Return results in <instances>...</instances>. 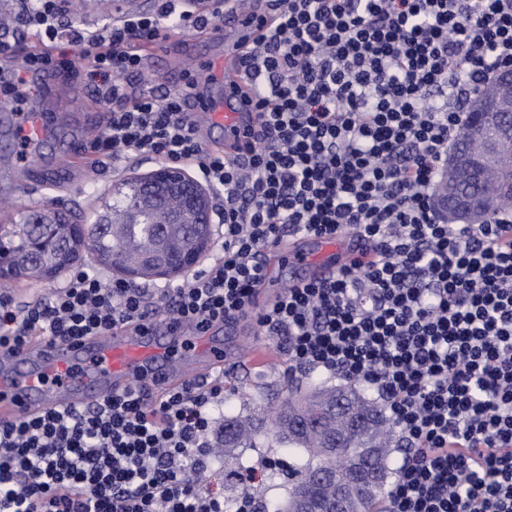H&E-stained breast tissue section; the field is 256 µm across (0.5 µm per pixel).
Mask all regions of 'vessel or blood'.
<instances>
[{
  "instance_id": "1",
  "label": "vessel or blood",
  "mask_w": 512,
  "mask_h": 512,
  "mask_svg": "<svg viewBox=\"0 0 512 512\" xmlns=\"http://www.w3.org/2000/svg\"><path fill=\"white\" fill-rule=\"evenodd\" d=\"M224 23L239 32L230 50L218 61L224 72V92L229 95L247 82L241 57L259 30L249 24L240 0H226ZM187 115L200 133L220 126L229 139L237 138L244 126L256 123L255 113L217 102H198ZM64 119L61 112H15L11 128L17 138L35 147ZM80 158V153L64 151L57 160L55 177L49 178L39 174L34 156L17 157L7 175L17 182L36 179L50 190L60 181L72 184L81 178ZM316 243V249L310 252L291 246L282 248L279 255L289 262L328 272L356 258L348 247L334 241L320 237ZM231 354L256 365L269 358L245 331L228 337L220 324L200 329L188 322L159 321L138 329L114 328L70 342L34 336L22 350H0V419L100 401L137 383L151 384L160 391L199 382Z\"/></svg>"
}]
</instances>
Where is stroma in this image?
<instances>
[{
  "label": "stroma",
  "instance_id": "1",
  "mask_svg": "<svg viewBox=\"0 0 512 512\" xmlns=\"http://www.w3.org/2000/svg\"><path fill=\"white\" fill-rule=\"evenodd\" d=\"M224 44L208 40L206 34H195L179 29L170 30L166 40L157 48L155 55L147 62L139 83H151L162 89H176L183 83L187 68L200 69L203 81L199 95L203 98H217L224 94V78L214 66L216 59L224 54ZM0 76L12 81L19 80L24 99L49 110H62L69 115L71 123L68 133L60 134L46 143L41 152L40 166L52 169L59 152L66 149L72 138L92 140L102 127L103 106L98 102L91 88L81 81L64 75H55L62 94L51 98L45 96L39 84L30 81L28 75H17L14 66L0 61ZM156 161L141 157L131 161L123 170L96 174L86 172L83 181L46 194L35 187L24 186L15 198V207L0 212V224H16L28 210L45 209L65 213L81 224L92 223L108 212L112 198L120 183L154 170ZM303 372L291 366L284 352H272L269 362L249 365L247 362L227 359L224 362V395L230 400L236 412L251 415L258 426L266 424L267 407L279 404L288 390L303 381ZM259 467L264 463L275 465L279 477L276 482L261 479L244 484L239 478L241 462ZM288 463L276 440L269 435L260 437L253 447L236 448L231 452L229 465L221 475L220 486L225 497H240L243 490H250L254 497L286 499L288 496Z\"/></svg>",
  "mask_w": 512,
  "mask_h": 512
}]
</instances>
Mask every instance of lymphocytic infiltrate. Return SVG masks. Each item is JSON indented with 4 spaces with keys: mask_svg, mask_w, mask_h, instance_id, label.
<instances>
[{
    "mask_svg": "<svg viewBox=\"0 0 512 512\" xmlns=\"http://www.w3.org/2000/svg\"><path fill=\"white\" fill-rule=\"evenodd\" d=\"M242 59L256 127L209 149L184 111L198 84L133 89L143 48L203 33L224 0H156L99 31L68 0H25L44 46L23 70L76 73L107 112L95 167L146 156L223 196L204 269L148 292L74 272L51 298L0 297V349L158 317L254 319L295 368L372 390L411 454L377 512H512V210L445 222L432 205L469 104L512 66V0H269ZM83 47L74 69L60 43ZM352 233L370 257L257 304L268 250L290 233ZM224 375L162 393L139 384L84 407L0 421V512H224L209 457Z\"/></svg>",
    "mask_w": 512,
    "mask_h": 512,
    "instance_id": "obj_1",
    "label": "lymphocytic infiltrate"
}]
</instances>
